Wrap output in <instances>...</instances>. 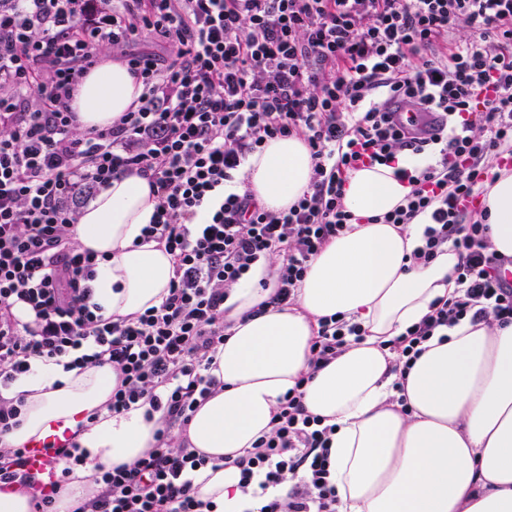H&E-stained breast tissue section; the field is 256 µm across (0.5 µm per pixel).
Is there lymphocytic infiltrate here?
Returning a JSON list of instances; mask_svg holds the SVG:
<instances>
[{"mask_svg":"<svg viewBox=\"0 0 512 512\" xmlns=\"http://www.w3.org/2000/svg\"><path fill=\"white\" fill-rule=\"evenodd\" d=\"M468 35L455 40L453 33ZM151 46L133 49L135 37ZM124 62L142 92L110 127L80 129L72 108L102 50ZM411 113L400 122L399 107ZM297 135L311 159L309 187L273 212L243 186L247 158ZM430 154L403 170L405 202L381 221L432 224L413 264L442 246L459 256L456 295L436 299L389 340L404 366L436 329L512 322L504 260L491 249L480 198L512 166V0H10L0 5V436L20 423L14 382L33 361L64 370L107 366L118 383L106 405L140 403L159 416L156 445L131 464L96 466L93 496L70 512H214L191 474L208 457L189 447V422L223 381L210 372L224 344V300L253 265L279 263L276 306L293 304L310 261L356 216L349 175ZM157 197L143 238L170 255L160 306L107 317L93 301L96 253L74 233L80 188L124 172ZM210 216L200 224L201 207ZM361 324L321 318L311 371L335 359ZM273 428L236 459L243 494L277 489L256 512H338L329 482L333 427L293 389ZM73 439L51 445L53 480L26 465V448L0 445V487H18L34 512H57L72 480Z\"/></svg>","mask_w":512,"mask_h":512,"instance_id":"obj_1","label":"lymphocytic infiltrate"}]
</instances>
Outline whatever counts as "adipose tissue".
I'll return each mask as SVG.
<instances>
[{"mask_svg": "<svg viewBox=\"0 0 512 512\" xmlns=\"http://www.w3.org/2000/svg\"><path fill=\"white\" fill-rule=\"evenodd\" d=\"M141 90L125 63L103 60L75 97L81 127L112 125ZM426 163L400 153L391 164L349 176L344 203L361 222L311 260L294 304L268 306L274 277L264 264L232 288L227 337L212 370L224 389L196 410L187 428L191 447L212 460L193 479L217 512H246L233 461L270 432L279 397L309 372L319 319L337 313L367 334L314 373L303 404L336 428L329 461L340 512H512V324L466 318L441 329L403 374L385 346L456 289L452 248L418 268L407 261L421 243L424 220L404 231L377 221L410 191L396 170ZM311 166L303 138L290 136L249 156L244 174L266 209L279 212L307 191ZM482 203L494 250L512 257V170H502ZM156 205L147 179L127 173L81 212L75 233L83 248L102 256L91 286L105 316L143 312L168 293L169 255L157 242L140 240ZM116 383L107 367L67 372L37 361L13 386L24 393L25 406L10 445L31 444L56 427L74 432L86 453L87 465L77 470L59 512H68L73 498L95 493L92 466L129 464L155 445L157 426L147 420L146 407L116 416L107 411ZM397 383L405 414L391 402Z\"/></svg>", "mask_w": 512, "mask_h": 512, "instance_id": "ef3b65f1", "label": "adipose tissue"}]
</instances>
